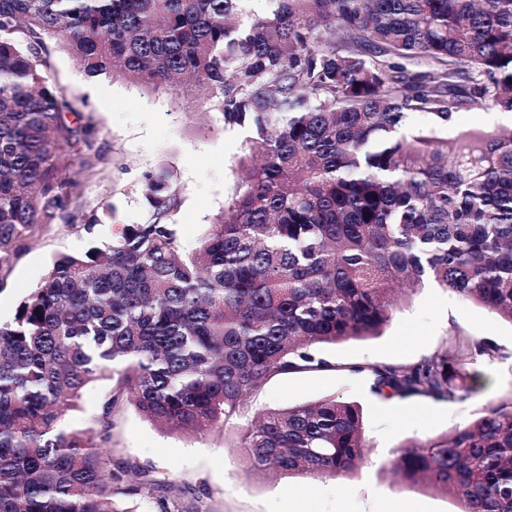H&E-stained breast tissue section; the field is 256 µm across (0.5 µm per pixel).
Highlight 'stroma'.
Instances as JSON below:
<instances>
[{
	"mask_svg": "<svg viewBox=\"0 0 512 512\" xmlns=\"http://www.w3.org/2000/svg\"><path fill=\"white\" fill-rule=\"evenodd\" d=\"M51 77L68 94L79 118L94 124L93 168H73L76 202L67 219L45 226L12 266L0 289V321L13 319L21 301L37 287L52 260L85 251L91 239L107 240L126 224L148 217L142 194L144 175L167 167L181 199L173 222L184 252L194 251L235 188L236 162L248 152L247 130L224 124L217 111L167 88L146 90L123 78L87 76L72 55L50 52ZM512 125V112L463 109L448 126L435 127L430 115L409 117L410 130L436 129L454 137L469 130L492 131ZM97 215L94 235L83 222ZM458 339L494 344L496 358L479 359L476 368L489 384L461 402L412 397L397 401L371 392L367 376L355 364H410ZM332 370L290 373L271 379L248 399L250 412L285 408L333 396L362 408L370 444L367 463L358 473L317 480L301 474H260L249 467L239 448V427L226 425L204 433H165L144 420L130 403L114 408L111 436L101 451L113 463L131 461L162 477L188 485L183 512H391L403 502L408 512H459L453 498L422 485L396 482L383 465L409 440L424 441L453 432L488 402L512 395V322L496 312L429 287L401 302L382 335L321 348ZM111 391L106 380L89 383L67 426L95 427Z\"/></svg>",
	"mask_w": 512,
	"mask_h": 512,
	"instance_id": "35a3bbf8",
	"label": "stroma"
}]
</instances>
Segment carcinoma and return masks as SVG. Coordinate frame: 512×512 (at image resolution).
<instances>
[{"label": "carcinoma", "mask_w": 512, "mask_h": 512, "mask_svg": "<svg viewBox=\"0 0 512 512\" xmlns=\"http://www.w3.org/2000/svg\"><path fill=\"white\" fill-rule=\"evenodd\" d=\"M0 0V287L24 247L67 218L77 182L64 149L87 125L52 81L49 44L91 77L150 90L187 83L250 153L198 248L182 251L170 173L144 175L149 218L56 258L0 323V512H181V487L112 467L123 398L165 429L247 416L272 378L330 367L325 344L375 337L402 298L432 283L512 321V126L440 138L468 107L512 112V0ZM491 343L407 365L352 366L385 399L462 401ZM112 393L91 430L62 416L91 381ZM251 467L339 477L366 461L362 408L334 397L242 425ZM392 472L455 497L461 512H512V398L451 434L395 451Z\"/></svg>", "instance_id": "cac0c4a2"}]
</instances>
